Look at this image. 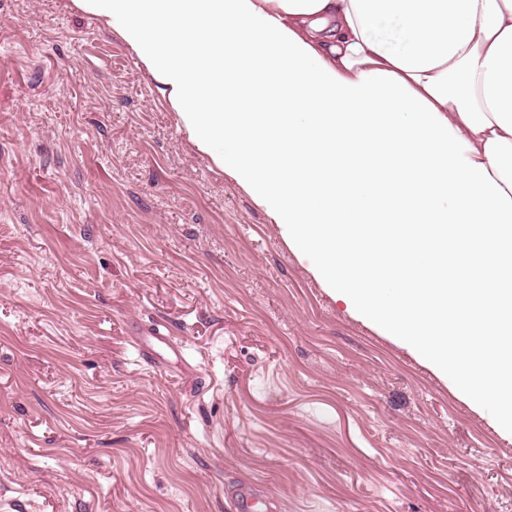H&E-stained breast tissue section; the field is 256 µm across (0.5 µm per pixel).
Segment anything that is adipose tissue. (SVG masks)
Segmentation results:
<instances>
[{
  "label": "adipose tissue",
  "mask_w": 512,
  "mask_h": 512,
  "mask_svg": "<svg viewBox=\"0 0 512 512\" xmlns=\"http://www.w3.org/2000/svg\"><path fill=\"white\" fill-rule=\"evenodd\" d=\"M310 271L512 430V0H74ZM406 232L336 240V217ZM398 293L384 302L382 286Z\"/></svg>",
  "instance_id": "ef3b65f1"
}]
</instances>
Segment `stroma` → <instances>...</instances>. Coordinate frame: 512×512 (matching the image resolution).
<instances>
[{
  "mask_svg": "<svg viewBox=\"0 0 512 512\" xmlns=\"http://www.w3.org/2000/svg\"><path fill=\"white\" fill-rule=\"evenodd\" d=\"M310 263L117 33L0 0V502L512 512V433ZM138 324L181 356L145 358ZM235 512H270L273 503L250 487H240L232 492Z\"/></svg>",
  "mask_w": 512,
  "mask_h": 512,
  "instance_id": "1",
  "label": "stroma"
}]
</instances>
